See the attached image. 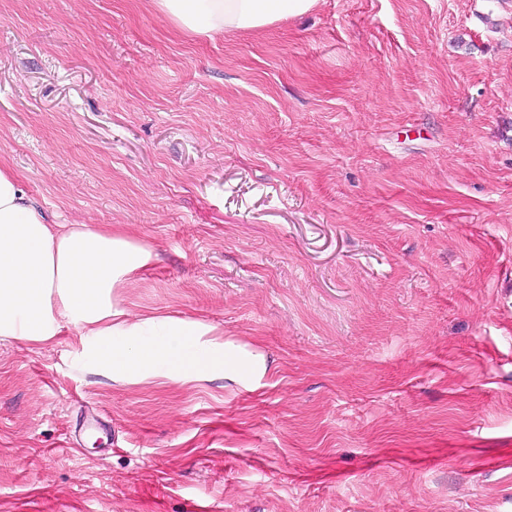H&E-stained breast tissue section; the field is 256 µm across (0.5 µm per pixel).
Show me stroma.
Returning a JSON list of instances; mask_svg holds the SVG:
<instances>
[{"mask_svg":"<svg viewBox=\"0 0 512 512\" xmlns=\"http://www.w3.org/2000/svg\"><path fill=\"white\" fill-rule=\"evenodd\" d=\"M0 166L151 258L131 315L269 370L128 386L0 337V512H512V0L213 38L0 0Z\"/></svg>","mask_w":512,"mask_h":512,"instance_id":"1","label":"stroma"}]
</instances>
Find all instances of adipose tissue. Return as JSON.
<instances>
[{
	"label": "adipose tissue",
	"instance_id": "obj_1",
	"mask_svg": "<svg viewBox=\"0 0 512 512\" xmlns=\"http://www.w3.org/2000/svg\"><path fill=\"white\" fill-rule=\"evenodd\" d=\"M316 0H155L180 32L257 30L300 17ZM149 260L125 225L61 224L0 168V337L44 344L75 329L98 369L129 385L216 377L246 386L267 373L264 354L217 337L201 321L130 316L118 294Z\"/></svg>",
	"mask_w": 512,
	"mask_h": 512
}]
</instances>
